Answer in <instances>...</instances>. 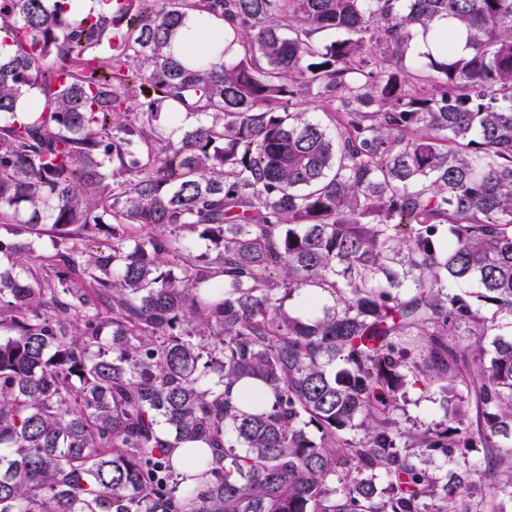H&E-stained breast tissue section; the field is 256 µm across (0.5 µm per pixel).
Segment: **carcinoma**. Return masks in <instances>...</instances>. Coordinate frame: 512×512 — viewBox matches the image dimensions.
Returning a JSON list of instances; mask_svg holds the SVG:
<instances>
[{
  "label": "carcinoma",
  "instance_id": "carcinoma-1",
  "mask_svg": "<svg viewBox=\"0 0 512 512\" xmlns=\"http://www.w3.org/2000/svg\"><path fill=\"white\" fill-rule=\"evenodd\" d=\"M108 2L0 0V512H503L427 463L512 441V0ZM190 11L236 52L184 65ZM423 370L448 425L404 430Z\"/></svg>",
  "mask_w": 512,
  "mask_h": 512
}]
</instances>
